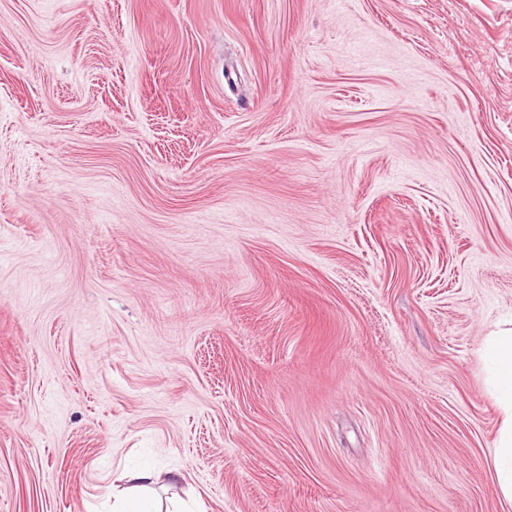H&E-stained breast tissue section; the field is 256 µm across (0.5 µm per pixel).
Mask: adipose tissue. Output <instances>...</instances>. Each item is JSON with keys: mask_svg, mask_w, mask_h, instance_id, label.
I'll return each mask as SVG.
<instances>
[{"mask_svg": "<svg viewBox=\"0 0 512 512\" xmlns=\"http://www.w3.org/2000/svg\"><path fill=\"white\" fill-rule=\"evenodd\" d=\"M484 357L496 391L502 420L493 452L496 485L505 512H512V326L494 331L484 346ZM124 493L113 512H160L151 494L159 474L149 468L120 475Z\"/></svg>", "mask_w": 512, "mask_h": 512, "instance_id": "obj_1", "label": "adipose tissue"}]
</instances>
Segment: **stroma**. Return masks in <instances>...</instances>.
<instances>
[{"label":"stroma","instance_id":"35a3bbf8","mask_svg":"<svg viewBox=\"0 0 512 512\" xmlns=\"http://www.w3.org/2000/svg\"><path fill=\"white\" fill-rule=\"evenodd\" d=\"M512 0H0V512H502ZM484 357L502 414L493 465L503 512H509L512 510V326L499 328L489 336ZM126 484L124 493L112 503L113 512H160L151 494L152 486L161 476L151 468H141L122 472L117 478Z\"/></svg>","mask_w":512,"mask_h":512}]
</instances>
